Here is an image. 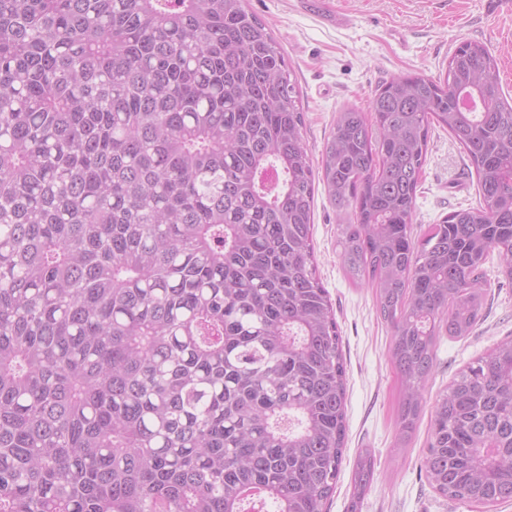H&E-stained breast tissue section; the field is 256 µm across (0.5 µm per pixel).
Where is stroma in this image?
I'll return each instance as SVG.
<instances>
[{"label": "stroma", "mask_w": 512, "mask_h": 512, "mask_svg": "<svg viewBox=\"0 0 512 512\" xmlns=\"http://www.w3.org/2000/svg\"><path fill=\"white\" fill-rule=\"evenodd\" d=\"M249 12L272 29L292 65L306 113L304 137L320 161L337 112L367 108L391 77L445 71L459 43L482 42L496 58L499 82L512 96V10L490 9L486 0H246ZM476 178L447 130L431 131L417 192L415 235L449 213L476 206ZM341 222L325 190H317L312 239L318 276L326 288L342 336L347 366V430L336 490L327 512H512V500L493 506L449 500L428 483L422 468L439 395L466 364L504 339H512V286L491 283L484 320L464 338L440 337L434 370L414 434L398 447L399 376L388 357L392 330L377 314L375 292L348 280L338 256ZM370 450L373 478L353 500L351 476L358 455Z\"/></svg>", "instance_id": "1"}]
</instances>
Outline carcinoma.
Listing matches in <instances>:
<instances>
[{
	"label": "carcinoma",
	"mask_w": 512,
	"mask_h": 512,
	"mask_svg": "<svg viewBox=\"0 0 512 512\" xmlns=\"http://www.w3.org/2000/svg\"><path fill=\"white\" fill-rule=\"evenodd\" d=\"M479 203L413 236L431 129ZM294 71L245 0H0V512H323L346 437L315 193L375 288L409 439L441 336L512 284V101L465 41L337 112L314 164ZM375 460L359 454L357 508ZM423 467L512 499V340L434 406Z\"/></svg>",
	"instance_id": "1"
}]
</instances>
